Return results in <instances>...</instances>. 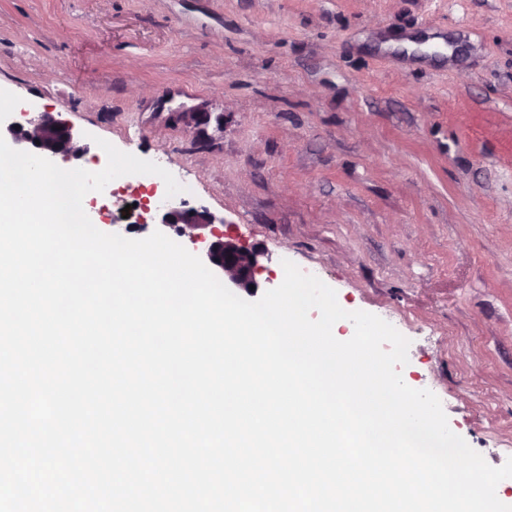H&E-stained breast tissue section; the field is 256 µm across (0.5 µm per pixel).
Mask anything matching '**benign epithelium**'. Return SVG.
I'll use <instances>...</instances> for the list:
<instances>
[{"instance_id":"obj_1","label":"benign epithelium","mask_w":512,"mask_h":512,"mask_svg":"<svg viewBox=\"0 0 512 512\" xmlns=\"http://www.w3.org/2000/svg\"><path fill=\"white\" fill-rule=\"evenodd\" d=\"M35 135L23 131V126L15 124L7 127V132L17 144L31 143L43 153L66 156L72 153L78 143L73 128L49 116L33 120ZM217 218L209 210L196 207H171L165 211L160 223L166 227L176 226L179 230L189 228L198 231L203 243L202 260L214 271L224 275V281L247 293L250 286L257 285V275L261 271L258 253L238 245L233 239L215 235L208 239L204 231L215 224Z\"/></svg>"}]
</instances>
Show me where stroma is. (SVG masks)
<instances>
[{
    "instance_id": "obj_1",
    "label": "stroma",
    "mask_w": 512,
    "mask_h": 512,
    "mask_svg": "<svg viewBox=\"0 0 512 512\" xmlns=\"http://www.w3.org/2000/svg\"><path fill=\"white\" fill-rule=\"evenodd\" d=\"M0 125L170 162L221 231L409 339L405 383L512 457V0H0ZM186 108L207 120L189 126ZM84 205L125 234L118 199Z\"/></svg>"
}]
</instances>
